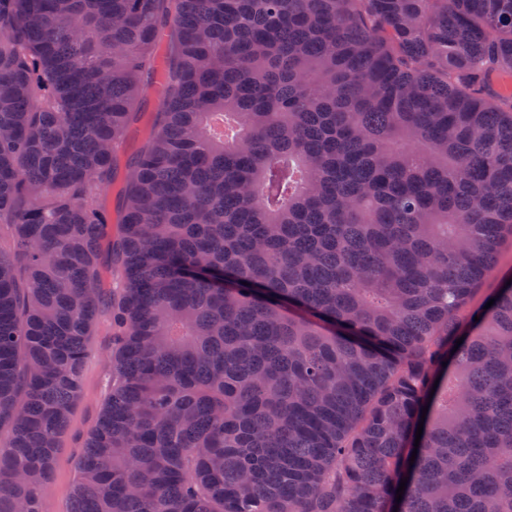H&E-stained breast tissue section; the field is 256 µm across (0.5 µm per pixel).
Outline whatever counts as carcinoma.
Segmentation results:
<instances>
[{
  "mask_svg": "<svg viewBox=\"0 0 512 512\" xmlns=\"http://www.w3.org/2000/svg\"><path fill=\"white\" fill-rule=\"evenodd\" d=\"M511 80L512 0H0V512L106 310L71 512H512Z\"/></svg>",
  "mask_w": 512,
  "mask_h": 512,
  "instance_id": "obj_1",
  "label": "carcinoma"
}]
</instances>
